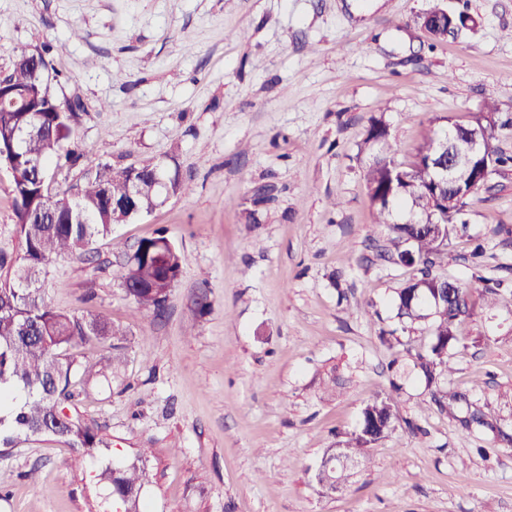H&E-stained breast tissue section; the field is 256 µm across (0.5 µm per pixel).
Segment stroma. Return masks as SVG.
<instances>
[{"label": "stroma", "instance_id": "1", "mask_svg": "<svg viewBox=\"0 0 512 512\" xmlns=\"http://www.w3.org/2000/svg\"><path fill=\"white\" fill-rule=\"evenodd\" d=\"M445 5L476 27L433 40L421 24L431 0H0V75L13 48L51 46L52 93L87 107L82 158L59 188L144 157L189 184L113 225L87 261H54L43 284L55 309L105 315L124 334L111 380L78 407L125 458L153 449L149 512H512V447L463 429L466 405L441 412L386 336L414 272L384 260L363 179L371 119L407 161L440 118L469 123L489 99L512 116V0ZM466 218L442 273L475 306L441 386L512 435V167L468 198ZM159 231L184 262L156 318L137 313L119 271ZM19 251L5 171L0 255ZM387 393L395 430L321 492L325 450ZM69 457L53 441L0 453V512H86L89 468Z\"/></svg>", "mask_w": 512, "mask_h": 512}]
</instances>
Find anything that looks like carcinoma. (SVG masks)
I'll use <instances>...</instances> for the list:
<instances>
[{
  "mask_svg": "<svg viewBox=\"0 0 512 512\" xmlns=\"http://www.w3.org/2000/svg\"><path fill=\"white\" fill-rule=\"evenodd\" d=\"M13 89L0 97V147L14 163L12 183L16 235L20 253L12 262L0 257V448L9 451L22 442L53 440L65 444L80 461L97 448L112 450V441L94 422L77 410V398L87 382L106 376L119 357L110 354L93 365L80 361V350L89 345L118 348L121 333L102 314L81 315L48 305L42 283L57 259H88L96 242L112 235V199L123 198L126 183L112 178V168L102 167L92 179L64 191L49 194L36 171L52 167L71 169L80 160L76 130L86 106L80 100L62 101L50 92L49 62L45 51L15 50L9 73ZM500 107L488 102L469 124L440 128L417 148L408 163L398 160L385 125L376 120L367 129L364 148L372 160L364 174L375 223L387 227L391 249L387 260L416 269L409 284L397 292L402 331L412 333L415 324L432 316L431 341L415 352L419 369L431 384L452 371L449 351L456 348L461 319L471 315L470 291L441 278L436 268L448 264L451 237L467 227L464 208L468 197L485 185L497 168L512 163L499 153L492 131L503 128ZM483 135L484 153L470 160V176L455 186L440 181L433 162L440 141H453L457 154L467 150L475 131ZM161 161L139 163L140 203L148 210L157 206L154 171ZM162 170V169H160ZM172 193L189 189L179 173L162 170ZM183 257L163 233L139 241L120 273L124 292L137 311L158 317L165 311L172 285L177 283ZM433 400L440 411L454 414L468 402L457 392L438 391ZM393 399L385 396L363 410V423L337 442L346 456L366 460L373 445L392 429ZM145 448L133 459L118 463L101 457L94 475L104 490V503L88 512L115 503L121 512H146L145 488L152 483ZM350 470L332 460L322 480L340 486Z\"/></svg>",
  "mask_w": 512,
  "mask_h": 512,
  "instance_id": "1",
  "label": "carcinoma"
}]
</instances>
